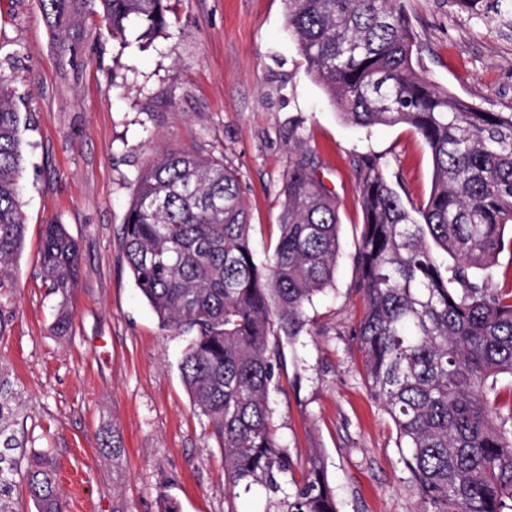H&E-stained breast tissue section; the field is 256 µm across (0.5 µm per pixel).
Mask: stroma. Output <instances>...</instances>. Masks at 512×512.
I'll use <instances>...</instances> for the list:
<instances>
[{"mask_svg": "<svg viewBox=\"0 0 512 512\" xmlns=\"http://www.w3.org/2000/svg\"><path fill=\"white\" fill-rule=\"evenodd\" d=\"M417 71L489 112H512V16L495 0H404ZM150 41L113 38L83 9L58 38L39 0H0V73L17 90L25 158L26 235L0 278V371L18 403L27 455L57 462L67 512H264L257 493L231 496L207 418L195 413L179 363L185 336L162 327L123 255L140 173L172 149L224 161L250 206L258 258L278 236L281 189L298 162L336 196L335 289L314 298L298 343L284 346L272 394L294 459L321 449L340 512H414L396 431L363 377L354 336L362 301L353 261L363 216L356 160L375 154L403 201L423 206L430 152L411 127L348 122L315 81L286 28L285 0H167ZM65 225L80 250L72 326L55 335V297L40 267L43 228ZM115 431L124 452L99 446Z\"/></svg>", "mask_w": 512, "mask_h": 512, "instance_id": "35a3bbf8", "label": "stroma"}]
</instances>
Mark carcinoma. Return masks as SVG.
Here are the masks:
<instances>
[{"label":"carcinoma","instance_id":"obj_1","mask_svg":"<svg viewBox=\"0 0 512 512\" xmlns=\"http://www.w3.org/2000/svg\"><path fill=\"white\" fill-rule=\"evenodd\" d=\"M166 0H41L64 37L76 9L98 7L112 37L129 24L149 38L165 26ZM287 26L310 72L361 125H408L433 162L427 203L407 206L386 163L358 164L364 216L354 262L363 313L355 330L365 377L392 421L417 512H512V407L496 403L512 377V286L488 270L512 253V112H487L418 73L403 0H287ZM12 84L0 76V274L25 233L24 158ZM272 255L257 259L241 182L218 160L170 151L137 181L124 227L126 263L160 323L189 336L179 369L192 405L224 454L229 491L264 492L265 512H339L325 459L314 449L293 477L279 443L272 392L281 347L299 341L305 308L330 289L339 252L336 198L307 164L288 170ZM435 243L454 265L441 269ZM41 267L58 298L53 332L67 335V297L79 247L62 224L43 231ZM484 271L481 280L470 272ZM15 411L0 379V512L18 472ZM99 447L123 448L103 431ZM25 476L36 512H66L52 456L30 457Z\"/></svg>","mask_w":512,"mask_h":512}]
</instances>
